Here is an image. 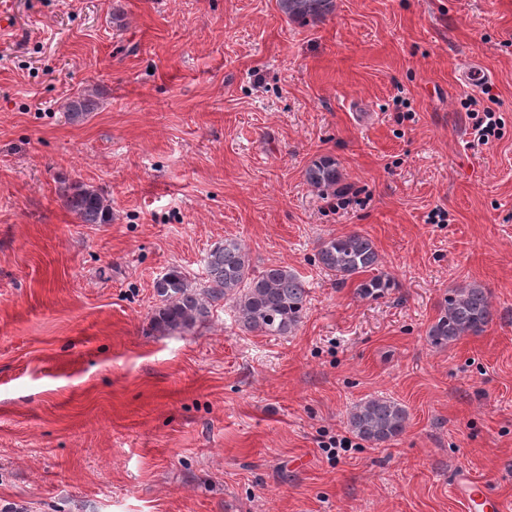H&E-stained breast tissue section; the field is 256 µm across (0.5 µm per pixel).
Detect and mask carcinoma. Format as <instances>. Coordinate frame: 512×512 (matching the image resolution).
Returning a JSON list of instances; mask_svg holds the SVG:
<instances>
[{
  "instance_id": "carcinoma-1",
  "label": "carcinoma",
  "mask_w": 512,
  "mask_h": 512,
  "mask_svg": "<svg viewBox=\"0 0 512 512\" xmlns=\"http://www.w3.org/2000/svg\"><path fill=\"white\" fill-rule=\"evenodd\" d=\"M279 8L294 20H321L333 11L334 0H278ZM96 101L79 94L66 105L68 120L80 122L94 111ZM306 180L322 190L336 188L340 173L336 160L323 156L311 162ZM64 205L83 224H107L111 211L98 190L71 184L62 192ZM318 263L340 284L364 274L356 288L365 296L383 292L391 280L380 270L381 258L374 242L359 232L322 240ZM206 277L198 282L178 267L154 282L159 304L151 316L152 328L160 334L186 333L207 324L226 302L233 303L242 330L265 336H286L302 322L308 289L298 275L283 266L260 271L250 267L237 239L226 238L210 246L204 259ZM492 321L486 290L477 285L448 291L435 322L428 330L430 343L444 346L464 336L479 335ZM408 411L397 401L375 396L351 409L349 430L359 439L380 445L403 434Z\"/></svg>"
}]
</instances>
